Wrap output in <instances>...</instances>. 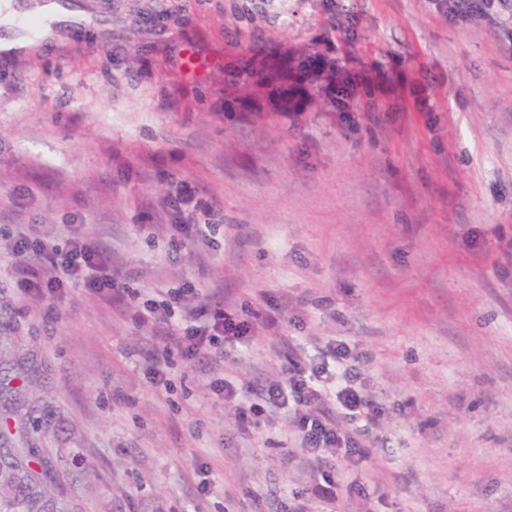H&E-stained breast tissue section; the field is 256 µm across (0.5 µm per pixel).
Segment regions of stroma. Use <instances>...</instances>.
I'll return each instance as SVG.
<instances>
[{
    "label": "stroma",
    "instance_id": "stroma-1",
    "mask_svg": "<svg viewBox=\"0 0 512 512\" xmlns=\"http://www.w3.org/2000/svg\"><path fill=\"white\" fill-rule=\"evenodd\" d=\"M78 32L0 67V392L70 512H347L345 458L307 457L253 414L241 440L213 385L276 377L287 333L345 343L383 475L367 512H512V13L453 24L436 0H94ZM196 53L213 67L187 70ZM288 58L289 111L224 90V69ZM216 202L210 240L148 226L176 182ZM20 224L82 225L123 265L125 303L73 284L25 302ZM234 320L278 315L209 370L141 316L183 285Z\"/></svg>",
    "mask_w": 512,
    "mask_h": 512
}]
</instances>
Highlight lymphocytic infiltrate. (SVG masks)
Listing matches in <instances>:
<instances>
[{
  "label": "lymphocytic infiltrate",
  "mask_w": 512,
  "mask_h": 512,
  "mask_svg": "<svg viewBox=\"0 0 512 512\" xmlns=\"http://www.w3.org/2000/svg\"><path fill=\"white\" fill-rule=\"evenodd\" d=\"M14 253L20 259L19 290L34 300L54 299L72 280L106 293L116 285V269L106 264L76 227L71 228L67 247L62 250L52 245L42 225H21ZM152 312L155 321L165 324L167 336L175 341L183 357L200 364L223 361L225 343L247 333L251 326L234 321L223 305L201 299L188 285L168 289ZM280 342L285 362L278 379L245 389L230 382L218 388L225 401L234 405L239 434H249L254 410L284 416L307 452L324 451L350 458L352 467L339 471L337 483L350 492L362 490L368 475L362 467L368 458V435L353 428L352 423L359 418L376 423L383 408L364 398L355 387L356 374L347 364L344 344L332 347L328 360L310 365L289 336H281Z\"/></svg>",
  "instance_id": "lymphocytic-infiltrate-1"
}]
</instances>
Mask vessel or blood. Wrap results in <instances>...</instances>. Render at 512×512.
I'll use <instances>...</instances> for the list:
<instances>
[{
	"label": "vessel or blood",
	"mask_w": 512,
	"mask_h": 512,
	"mask_svg": "<svg viewBox=\"0 0 512 512\" xmlns=\"http://www.w3.org/2000/svg\"><path fill=\"white\" fill-rule=\"evenodd\" d=\"M101 22L86 0H0V61L47 44L67 48L74 31Z\"/></svg>",
	"instance_id": "vessel-or-blood-1"
}]
</instances>
